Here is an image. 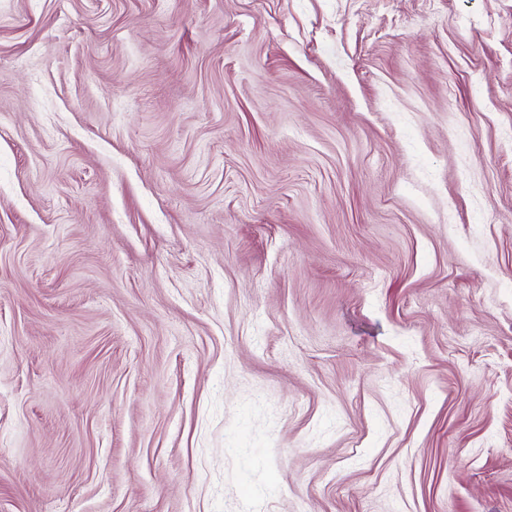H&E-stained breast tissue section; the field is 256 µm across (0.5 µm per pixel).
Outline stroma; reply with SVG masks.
I'll list each match as a JSON object with an SVG mask.
<instances>
[{"label": "stroma", "mask_w": 512, "mask_h": 512, "mask_svg": "<svg viewBox=\"0 0 512 512\" xmlns=\"http://www.w3.org/2000/svg\"><path fill=\"white\" fill-rule=\"evenodd\" d=\"M512 0H0V512H512Z\"/></svg>", "instance_id": "stroma-1"}]
</instances>
